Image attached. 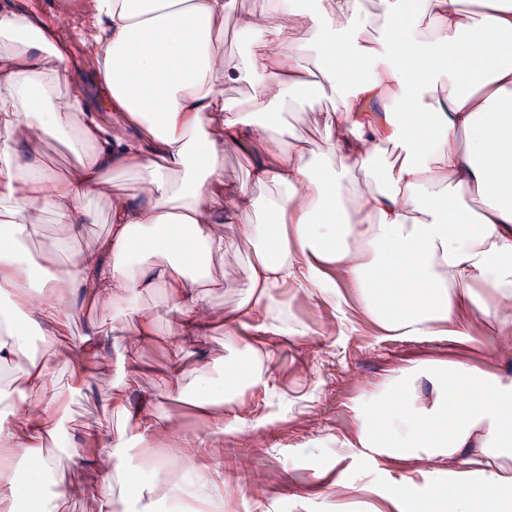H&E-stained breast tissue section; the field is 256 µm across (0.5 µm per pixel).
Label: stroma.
Instances as JSON below:
<instances>
[{
  "instance_id": "obj_1",
  "label": "stroma",
  "mask_w": 512,
  "mask_h": 512,
  "mask_svg": "<svg viewBox=\"0 0 512 512\" xmlns=\"http://www.w3.org/2000/svg\"><path fill=\"white\" fill-rule=\"evenodd\" d=\"M55 42L83 76L93 111L103 123L113 125L117 117L101 100L96 66L85 56L72 29L57 30ZM283 295L294 318L316 328L317 333L300 340L274 339L276 355L270 366L273 393L267 396L258 392L250 397L254 416L268 419L258 443L248 444L231 436L219 438L217 455L228 484L224 512H246L240 494L251 490L261 492L266 512H279L293 491L321 485L323 473L335 468L341 469L347 480L367 487L362 512H380L382 495L397 472L364 449L337 448V436L353 428L347 406L362 387L379 380L397 362L433 353L440 345L422 340H383L368 330L350 336L336 326L329 306L297 297L295 289L289 287ZM90 320L107 336L111 358L126 356L142 366L136 385H158L155 370L172 355V347L145 343L137 350L125 351L122 336L113 329L112 311L97 307L87 292L80 293L64 337L72 342L80 339ZM329 325L334 328L333 335H320V328ZM56 389L69 402L65 432L79 440L85 457H94L98 446L89 434L100 419L95 393L76 390L74 376L64 364L57 372Z\"/></svg>"
}]
</instances>
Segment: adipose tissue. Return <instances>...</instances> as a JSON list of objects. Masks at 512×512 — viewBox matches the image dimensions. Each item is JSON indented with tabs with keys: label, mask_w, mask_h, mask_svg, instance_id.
I'll return each mask as SVG.
<instances>
[{
	"label": "adipose tissue",
	"mask_w": 512,
	"mask_h": 512,
	"mask_svg": "<svg viewBox=\"0 0 512 512\" xmlns=\"http://www.w3.org/2000/svg\"><path fill=\"white\" fill-rule=\"evenodd\" d=\"M78 0V35L122 129L90 112L81 76L32 0H0V368L14 400L0 419V512H54L42 493L66 450L80 479L57 489L93 512H224L214 438L253 439L264 419L247 396L269 390L275 337L311 326L285 311L284 287L328 303L340 324L360 317L384 339L423 338L512 351V0ZM251 37L224 50V19ZM244 84L231 99L227 87ZM339 104L315 137H286L279 107L308 85ZM76 157L64 174L52 140ZM251 159L249 182L224 179V153ZM130 174L137 191L117 188ZM109 235L63 249L96 220ZM56 240L34 250L45 221ZM235 238L225 242V225ZM253 255L239 298L211 303L230 256ZM131 323L128 345L158 336L159 293L178 319L173 348L224 329L221 360L173 356L159 387L133 390V361H111L89 324L58 343L78 292ZM37 330L52 354L34 358ZM97 392L100 452L85 460L63 431L58 363ZM191 399L207 417L186 432L162 407ZM338 447L412 462L387 496L390 512H512V378L453 357L421 356L363 387ZM29 481L17 479L18 461ZM432 478L420 493L419 478ZM91 207L98 215L97 223L87 225L83 237L71 242L70 247L72 249H83L91 244L102 241L107 236L109 213L106 201L104 199L93 200Z\"/></svg>",
	"instance_id": "obj_1"
}]
</instances>
